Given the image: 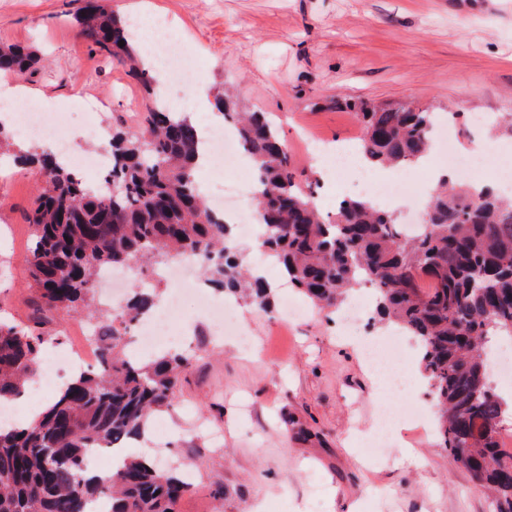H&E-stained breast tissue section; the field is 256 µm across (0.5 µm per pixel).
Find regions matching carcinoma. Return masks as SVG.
Here are the masks:
<instances>
[{
	"instance_id": "cac0c4a2",
	"label": "carcinoma",
	"mask_w": 512,
	"mask_h": 512,
	"mask_svg": "<svg viewBox=\"0 0 512 512\" xmlns=\"http://www.w3.org/2000/svg\"><path fill=\"white\" fill-rule=\"evenodd\" d=\"M76 15L89 45L128 66L152 104L143 127L109 142L107 187L88 186L50 150L22 151L36 169L28 214L33 245L31 287L47 310L87 309L96 325L101 364L81 372L26 429L0 426V512H90L107 496L111 512H175L193 483L174 470L127 456L111 477L88 476L86 453L138 437L180 391L186 356L145 362L124 353L123 331L151 314L158 289L136 285L121 310L91 308L107 267L145 260L156 268L194 259L209 284L270 307L265 279L248 268L234 225L219 219L195 180L199 135L186 116L160 99L152 67L136 54L126 23L103 0H83ZM124 45H119V42ZM36 50L0 44V71L24 76ZM224 121L252 163L263 246L288 282L323 309H336L365 284L381 320L404 329L421 349V367L438 403V434L456 463L494 495L495 512H512V450L500 442L504 404L480 351L490 331L512 336V201L489 188L445 182L431 195L421 232L403 236L393 214L363 197L322 215L300 190L275 123L241 112L228 94ZM362 136L359 154L394 169L418 163L431 147L435 115L398 101L348 103ZM49 343L37 326L0 321V403L24 390Z\"/></svg>"
}]
</instances>
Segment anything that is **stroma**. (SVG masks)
<instances>
[{"label": "stroma", "mask_w": 512, "mask_h": 512, "mask_svg": "<svg viewBox=\"0 0 512 512\" xmlns=\"http://www.w3.org/2000/svg\"><path fill=\"white\" fill-rule=\"evenodd\" d=\"M82 0H0V43L36 49L44 62L21 77L43 103L73 112L84 124L83 100L110 99L96 113L105 131H136L150 102L126 67L93 50L74 15ZM119 17L138 7L165 21L185 51L201 61L199 79L217 96L237 90L240 105L267 112L284 138L304 192L327 213L339 193L312 184L315 145L360 135L348 104L408 101L444 116L456 113L457 143L485 144L488 171L512 167V135L500 128L512 114V0H110ZM32 169L0 172V315L29 322L35 315L27 258V215L36 194ZM277 284L270 311L235 300L252 349L216 337L198 316L193 296L175 320L170 353L190 354L174 406L158 412L152 438L126 443L128 453L166 458L190 471L194 487L176 512H494L492 499L443 448L434 396L421 350L408 344L418 419L400 420V438L366 455L362 442L392 390L376 388L359 343L340 335L333 315L279 323L285 299L302 302L261 253ZM418 468L399 465L403 447ZM223 485V498L213 488Z\"/></svg>", "instance_id": "35a3bbf8"}]
</instances>
